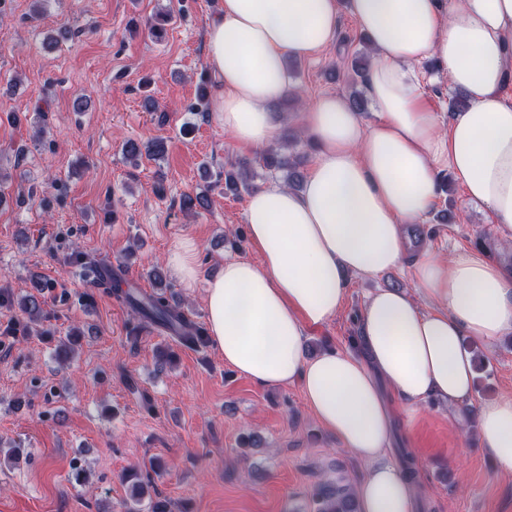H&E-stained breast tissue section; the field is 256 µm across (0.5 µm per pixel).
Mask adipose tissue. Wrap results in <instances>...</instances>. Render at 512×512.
Wrapping results in <instances>:
<instances>
[{"instance_id":"obj_1","label":"adipose tissue","mask_w":512,"mask_h":512,"mask_svg":"<svg viewBox=\"0 0 512 512\" xmlns=\"http://www.w3.org/2000/svg\"><path fill=\"white\" fill-rule=\"evenodd\" d=\"M369 38L373 121L345 96L305 114L317 161L301 191L272 183L246 205L259 262L225 258L205 288L209 340L226 365L266 386L299 384L320 425L369 468L359 512H415V490L386 454L395 406L474 396L467 340L512 332V267L476 251H425L414 283L430 306L389 289L371 294L350 347L304 352L307 332L333 320L347 274L400 266L405 228L434 205L441 174L461 184L512 245V0H349ZM338 0H221L206 35L225 133L243 147L276 143L269 104L291 89L287 61L335 39ZM432 61L467 104L441 126L422 100L418 65ZM481 444L512 475V399L482 405Z\"/></svg>"}]
</instances>
